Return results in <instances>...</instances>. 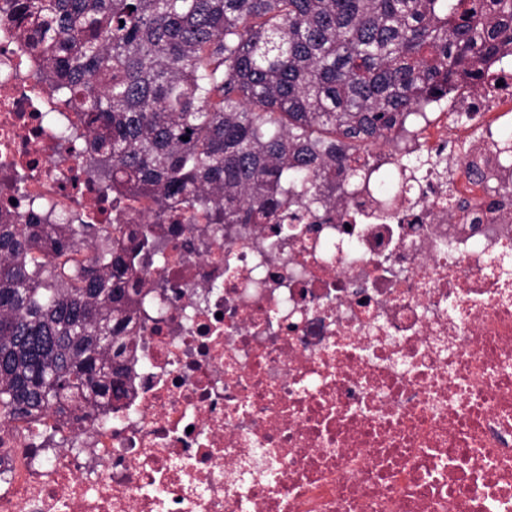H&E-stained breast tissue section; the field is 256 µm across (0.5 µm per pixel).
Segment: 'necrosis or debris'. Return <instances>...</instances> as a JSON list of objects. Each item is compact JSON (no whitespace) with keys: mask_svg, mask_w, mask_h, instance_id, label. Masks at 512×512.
I'll use <instances>...</instances> for the list:
<instances>
[{"mask_svg":"<svg viewBox=\"0 0 512 512\" xmlns=\"http://www.w3.org/2000/svg\"><path fill=\"white\" fill-rule=\"evenodd\" d=\"M28 27L0 11V217L150 223L163 254L137 267L126 396L0 424V512H512V204L487 208L512 66L372 151L391 195L360 182L217 232L100 197Z\"/></svg>","mask_w":512,"mask_h":512,"instance_id":"4bbe7bcc","label":"necrosis or debris"}]
</instances>
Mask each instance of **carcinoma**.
<instances>
[{
  "instance_id": "obj_1",
  "label": "carcinoma",
  "mask_w": 512,
  "mask_h": 512,
  "mask_svg": "<svg viewBox=\"0 0 512 512\" xmlns=\"http://www.w3.org/2000/svg\"><path fill=\"white\" fill-rule=\"evenodd\" d=\"M105 186L258 224L321 203L416 107L512 50V0H26ZM132 248L0 221V421L126 395Z\"/></svg>"
}]
</instances>
